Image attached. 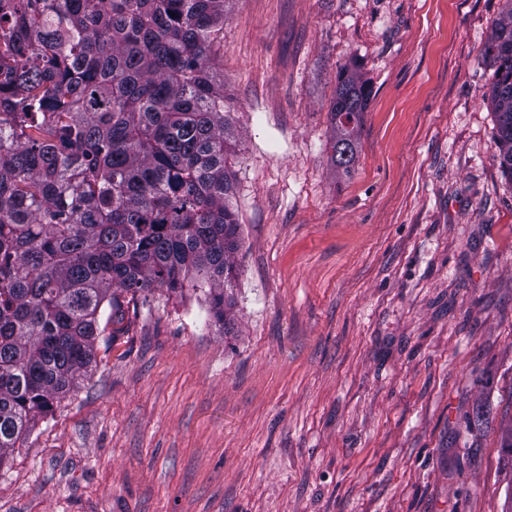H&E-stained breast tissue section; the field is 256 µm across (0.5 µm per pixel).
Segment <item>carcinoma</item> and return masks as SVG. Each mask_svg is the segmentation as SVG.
Listing matches in <instances>:
<instances>
[{
    "label": "carcinoma",
    "instance_id": "cac0c4a2",
    "mask_svg": "<svg viewBox=\"0 0 512 512\" xmlns=\"http://www.w3.org/2000/svg\"><path fill=\"white\" fill-rule=\"evenodd\" d=\"M230 0H0V464L95 360L122 295L201 291L229 333L236 135L214 67ZM484 93L512 183V7ZM372 90L337 72L330 161L356 164Z\"/></svg>",
    "mask_w": 512,
    "mask_h": 512
}]
</instances>
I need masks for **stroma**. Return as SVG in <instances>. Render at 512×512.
<instances>
[{
  "label": "stroma",
  "mask_w": 512,
  "mask_h": 512,
  "mask_svg": "<svg viewBox=\"0 0 512 512\" xmlns=\"http://www.w3.org/2000/svg\"><path fill=\"white\" fill-rule=\"evenodd\" d=\"M507 0H230L234 330L125 305L0 466V512H505L512 183L484 46ZM372 94L329 162L339 67Z\"/></svg>",
  "instance_id": "1"
}]
</instances>
